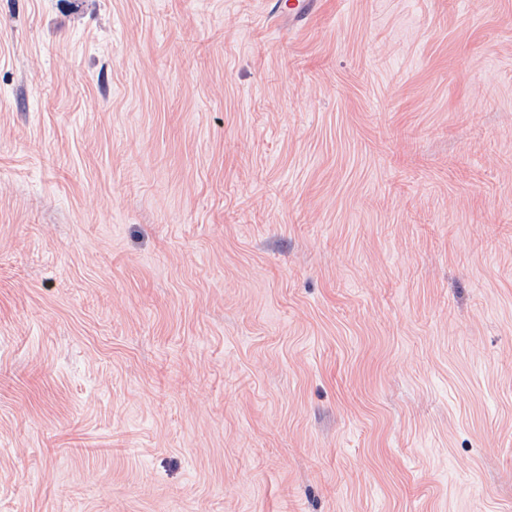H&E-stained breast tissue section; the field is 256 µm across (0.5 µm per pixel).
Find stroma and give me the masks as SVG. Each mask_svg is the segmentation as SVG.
Wrapping results in <instances>:
<instances>
[{
  "label": "stroma",
  "instance_id": "stroma-1",
  "mask_svg": "<svg viewBox=\"0 0 512 512\" xmlns=\"http://www.w3.org/2000/svg\"><path fill=\"white\" fill-rule=\"evenodd\" d=\"M266 2L0 0V512H512V0ZM321 2V0H293L286 6L282 0H276L269 15L278 22L287 23L288 29H300L319 14Z\"/></svg>",
  "mask_w": 512,
  "mask_h": 512
}]
</instances>
